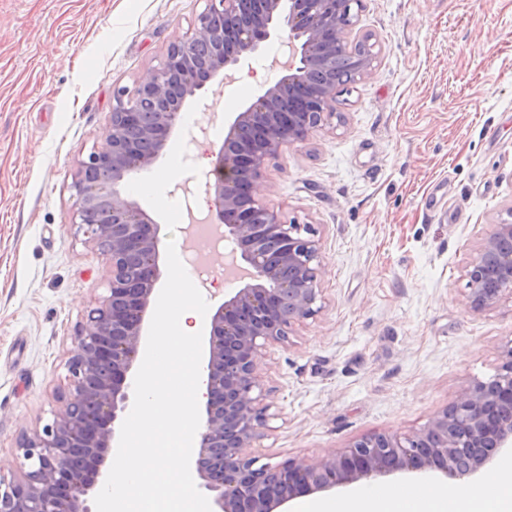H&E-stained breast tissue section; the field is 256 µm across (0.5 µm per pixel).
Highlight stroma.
I'll use <instances>...</instances> for the list:
<instances>
[{
  "label": "stroma",
  "instance_id": "stroma-1",
  "mask_svg": "<svg viewBox=\"0 0 512 512\" xmlns=\"http://www.w3.org/2000/svg\"><path fill=\"white\" fill-rule=\"evenodd\" d=\"M352 39L371 66L336 115L283 147L255 185L313 225L323 303L267 348L272 417L253 454L316 461L364 436L424 429L493 378L512 344V296L473 310L466 268L512 218V0H360ZM206 0H0V471L51 420L71 337L107 263L70 229L79 159L102 143L112 90L134 87ZM289 29L199 92L186 157L209 175L232 113L278 76Z\"/></svg>",
  "mask_w": 512,
  "mask_h": 512
}]
</instances>
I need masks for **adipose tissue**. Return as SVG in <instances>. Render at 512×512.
I'll return each mask as SVG.
<instances>
[{
    "instance_id": "ef3b65f1",
    "label": "adipose tissue",
    "mask_w": 512,
    "mask_h": 512,
    "mask_svg": "<svg viewBox=\"0 0 512 512\" xmlns=\"http://www.w3.org/2000/svg\"><path fill=\"white\" fill-rule=\"evenodd\" d=\"M303 512H512V462L477 491L417 481L391 492L357 491L337 502L309 500Z\"/></svg>"
}]
</instances>
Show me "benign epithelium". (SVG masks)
Instances as JSON below:
<instances>
[{
    "label": "benign epithelium",
    "instance_id": "1",
    "mask_svg": "<svg viewBox=\"0 0 512 512\" xmlns=\"http://www.w3.org/2000/svg\"><path fill=\"white\" fill-rule=\"evenodd\" d=\"M356 0H207L185 39L132 89L112 93L103 143L77 163L70 185L71 230L96 247L109 270L105 295L77 326L67 388L52 421L19 439V479L0 474V512H92L115 424L130 406L128 380L143 353L161 277L158 224L130 199L131 176L156 163L181 126L188 100L218 74L232 80L281 16L289 28L280 79L224 120V144L205 181L212 223L224 225L244 286L210 318L207 392L192 465L212 493L213 512H288L301 494L330 492L362 480L399 475L442 485L475 479L512 451V344L497 375L466 387L420 432L374 434L316 462L261 461L248 452L271 418L260 376L266 348L320 311L324 266L308 224L288 222L263 205L254 186L286 144L301 143L335 116L336 86L309 76L349 53L341 16ZM150 100L158 111H140ZM477 310L512 294V222L493 225L467 270Z\"/></svg>",
    "mask_w": 512,
    "mask_h": 512
}]
</instances>
